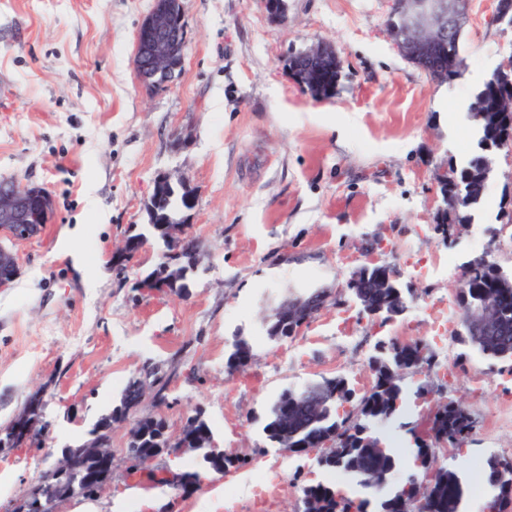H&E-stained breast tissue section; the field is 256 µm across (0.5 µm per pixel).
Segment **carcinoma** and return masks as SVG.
<instances>
[{
	"instance_id": "1",
	"label": "carcinoma",
	"mask_w": 512,
	"mask_h": 512,
	"mask_svg": "<svg viewBox=\"0 0 512 512\" xmlns=\"http://www.w3.org/2000/svg\"><path fill=\"white\" fill-rule=\"evenodd\" d=\"M458 66V57L450 53L436 61V66L427 65L422 70L431 75L436 67L444 73V80L450 81L457 75ZM506 96L512 98V92L494 85L489 79L473 95L470 112L477 121V152L471 155L465 166L451 169L452 180L446 185L448 194L459 199L454 209L456 224L469 223V209L479 204L484 196L491 172L488 152L496 149L502 136L512 137V112L501 111ZM183 207L182 194L171 190L162 199L160 213L176 218ZM486 294L499 298L503 332L498 336H482L470 326V318ZM457 302L462 330L454 332L452 340L470 344L489 359H512V272L505 271L494 261L462 268ZM374 350L371 369L375 381L359 398L356 411H339L354 395L347 380L340 376L308 384L313 390L333 395L312 416L293 406L292 388L285 390L271 408L264 426V433L271 443H276L279 414L286 407L289 426L297 434L299 447L316 449L318 466L341 472L349 478L347 485L332 482L306 485L311 503H302V512H406L408 500L420 492L430 498L431 512H463L467 488L459 472L450 465H434V437H445L449 458L454 460L474 430L475 419L458 401L448 399L429 417L425 432H420L416 424L409 426L407 433L412 447L408 449V461H403L400 454L383 441L376 426L407 412L410 399L418 400L425 396L427 387L418 384L410 394L402 381L412 367V360L420 358L429 366L431 357L424 355V345L418 342L401 344L393 338L378 340ZM249 356L251 349L248 344L237 341L227 359V370H238L241 361ZM137 397V381L134 380L124 388L121 405L112 410L110 418L102 419L93 429L94 437L109 438V419L124 417ZM140 430L143 436L130 442L127 456L156 457L161 454L167 440L165 421L158 417L144 419ZM336 437L339 438L338 447H325L326 441ZM183 440L188 447L198 449L203 462L212 468L234 466L230 458L208 461L212 432L201 416L186 419ZM483 482L490 488L484 499V508L490 512H512V458L487 457L483 465ZM356 486L374 492V496L359 495L354 490Z\"/></svg>"
}]
</instances>
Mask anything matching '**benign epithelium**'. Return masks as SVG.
<instances>
[{"mask_svg":"<svg viewBox=\"0 0 512 512\" xmlns=\"http://www.w3.org/2000/svg\"><path fill=\"white\" fill-rule=\"evenodd\" d=\"M467 14L465 0H399L395 4L387 33L397 51L409 62H428L438 56L457 49L456 30L463 27ZM182 0H154L149 15L142 21L137 32L135 61L142 82H148V75L154 76L167 71L171 41H185L183 32ZM332 65L341 68V60L333 48L326 44L314 45L288 60V74L294 80L312 74L317 75L322 67ZM156 186L177 189L185 194L189 206L195 205L192 191L182 180H173L171 175L158 178ZM51 195L42 187L17 181L0 183V237L13 242L34 237L42 225L47 223L52 212ZM187 219L168 226L169 249L164 252L162 269L170 271L182 268L186 275L197 263L201 250H196L190 264L181 267L183 253L191 250V235L186 232ZM19 274L15 254L0 246V288L9 286ZM310 303L298 300L281 306L276 316L292 320L309 313ZM487 317L481 322L483 332L494 336L499 331L500 320L497 303L493 299L485 302ZM90 451L102 467L112 470V448L103 440L88 444ZM76 458L67 451L57 464L35 484V494L23 496L17 503L18 512H55V503L61 499L57 479L77 474Z\"/></svg>","mask_w":512,"mask_h":512,"instance_id":"7a95c632","label":"benign epithelium"}]
</instances>
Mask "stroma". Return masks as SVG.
I'll return each mask as SVG.
<instances>
[{"label":"stroma","instance_id":"obj_1","mask_svg":"<svg viewBox=\"0 0 512 512\" xmlns=\"http://www.w3.org/2000/svg\"><path fill=\"white\" fill-rule=\"evenodd\" d=\"M153 3L0 0V180L41 186L54 201L38 236L11 244L20 274L0 288V424L37 392L50 423L42 449L0 452V512H13L64 449L90 440L149 367L166 389L160 398L147 390L138 417H163L175 435L202 414L236 467L218 474L196 454L162 455L128 475L127 420L112 426L111 487L60 500L55 512H299L303 485L327 474L314 455L267 440L273 403L336 376L363 394L374 342L389 338L425 343L434 367L407 383L432 385L433 402L457 400L475 418L456 466L473 487L464 512H481L475 461L512 457V361L449 335L462 265L484 257L512 270V149L492 152L484 196L451 236L440 229L438 180L476 151L472 95L512 48V30L491 21L496 0H469L449 82L388 41L390 0H287L280 19L264 0H184L182 70L151 92L134 50ZM321 41L342 62L327 100L284 72L289 53ZM163 173L195 190L190 230L205 245L184 298L139 286L162 244L114 260L147 223ZM376 261L400 272L402 315L381 326L347 297L292 339L267 338L282 301L340 291ZM239 339L251 360L230 372ZM186 471L200 474L188 494L159 482Z\"/></svg>","mask_w":512,"mask_h":512}]
</instances>
